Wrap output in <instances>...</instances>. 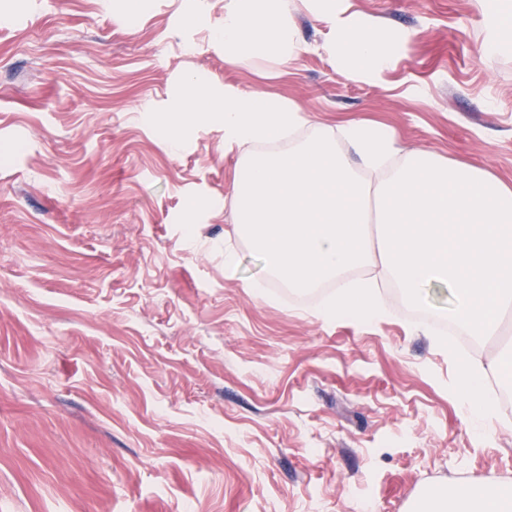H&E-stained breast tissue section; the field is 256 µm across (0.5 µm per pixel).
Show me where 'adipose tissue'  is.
I'll return each mask as SVG.
<instances>
[{
  "mask_svg": "<svg viewBox=\"0 0 512 512\" xmlns=\"http://www.w3.org/2000/svg\"><path fill=\"white\" fill-rule=\"evenodd\" d=\"M311 0H224V25L217 38L224 45L225 61L275 70L293 60L299 41L291 14ZM332 48L356 59L363 72L377 74L389 68L391 54L380 33L374 29L353 33L338 27ZM458 383L454 395L481 421L482 434L494 429L495 408L483 394V384L491 377L512 378V364L484 366L458 360ZM418 512H512V491L501 488L491 475L474 483L457 486L451 492H435L419 505Z\"/></svg>",
  "mask_w": 512,
  "mask_h": 512,
  "instance_id": "obj_1",
  "label": "adipose tissue"
}]
</instances>
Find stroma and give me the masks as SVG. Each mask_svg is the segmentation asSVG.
Wrapping results in <instances>:
<instances>
[{
	"label": "stroma",
	"instance_id": "35a3bbf8",
	"mask_svg": "<svg viewBox=\"0 0 512 512\" xmlns=\"http://www.w3.org/2000/svg\"><path fill=\"white\" fill-rule=\"evenodd\" d=\"M488 2L337 0L390 69L329 53L313 11L264 76L225 61L224 0L132 19L0 0V512H412L491 473L512 489V416L480 435L448 349L399 317L323 321L325 288L255 296L266 264L226 204L240 152L217 122L171 151L146 118L192 74L512 183V46L483 55ZM465 354L512 358V314Z\"/></svg>",
	"mask_w": 512,
	"mask_h": 512
}]
</instances>
